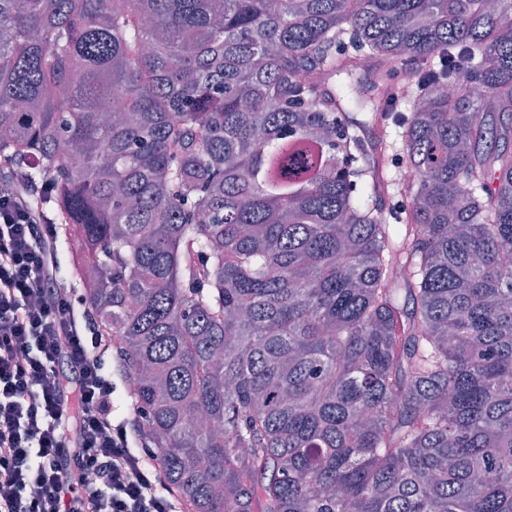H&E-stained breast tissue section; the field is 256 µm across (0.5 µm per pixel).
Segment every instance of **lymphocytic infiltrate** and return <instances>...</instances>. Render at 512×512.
<instances>
[{
  "label": "lymphocytic infiltrate",
  "mask_w": 512,
  "mask_h": 512,
  "mask_svg": "<svg viewBox=\"0 0 512 512\" xmlns=\"http://www.w3.org/2000/svg\"><path fill=\"white\" fill-rule=\"evenodd\" d=\"M48 184L0 193V512H181L106 366L109 336L61 288Z\"/></svg>",
  "instance_id": "obj_1"
}]
</instances>
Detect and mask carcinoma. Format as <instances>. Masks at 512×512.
Instances as JSON below:
<instances>
[{
	"mask_svg": "<svg viewBox=\"0 0 512 512\" xmlns=\"http://www.w3.org/2000/svg\"><path fill=\"white\" fill-rule=\"evenodd\" d=\"M509 142L512 0H0V170L182 512H512Z\"/></svg>",
	"mask_w": 512,
	"mask_h": 512,
	"instance_id": "obj_1",
	"label": "carcinoma"
}]
</instances>
